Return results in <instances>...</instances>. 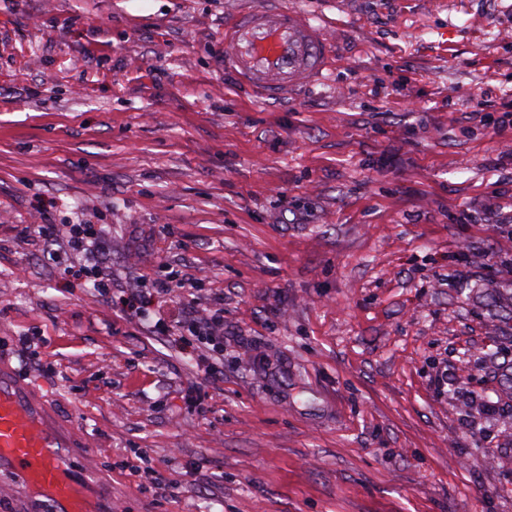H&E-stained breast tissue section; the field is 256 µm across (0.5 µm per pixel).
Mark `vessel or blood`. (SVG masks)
<instances>
[{"label":"vessel or blood","instance_id":"vessel-or-blood-1","mask_svg":"<svg viewBox=\"0 0 512 512\" xmlns=\"http://www.w3.org/2000/svg\"><path fill=\"white\" fill-rule=\"evenodd\" d=\"M224 63L276 96L323 78L329 44L300 10L268 4L225 26ZM86 444L84 430L0 352V480L17 512H113L112 491L94 472L78 477L67 468L68 454Z\"/></svg>","mask_w":512,"mask_h":512}]
</instances>
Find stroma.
<instances>
[{"label":"stroma","mask_w":512,"mask_h":512,"mask_svg":"<svg viewBox=\"0 0 512 512\" xmlns=\"http://www.w3.org/2000/svg\"><path fill=\"white\" fill-rule=\"evenodd\" d=\"M285 2L331 67L265 98L224 68L262 0H0V350L122 512H512V0ZM136 283L223 297V377Z\"/></svg>","instance_id":"obj_1"}]
</instances>
